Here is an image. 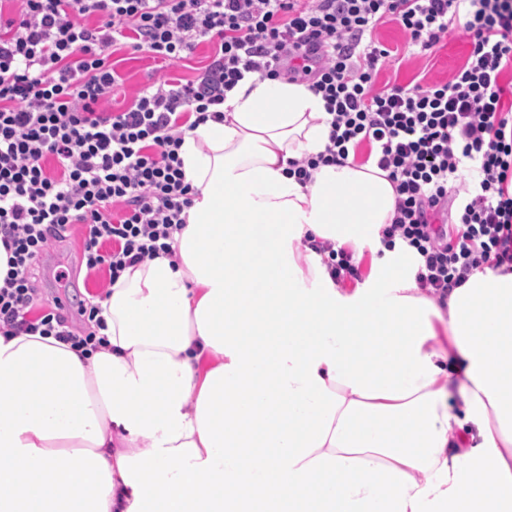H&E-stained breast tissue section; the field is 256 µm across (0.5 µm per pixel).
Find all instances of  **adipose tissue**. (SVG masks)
Returning <instances> with one entry per match:
<instances>
[{"label": "adipose tissue", "mask_w": 512, "mask_h": 512, "mask_svg": "<svg viewBox=\"0 0 512 512\" xmlns=\"http://www.w3.org/2000/svg\"><path fill=\"white\" fill-rule=\"evenodd\" d=\"M220 110L183 135L173 257L97 303L107 349L0 335V512L512 507V271L434 294L381 242L375 162L289 176L328 141L309 83L248 73ZM318 239L376 253L368 278ZM313 247L320 253L328 252L329 257L332 261L329 265L330 273L334 280L336 279V281L343 280L344 278L355 279L356 277H358V273V279L362 281L367 277V275L370 272L371 253L369 251L365 252L362 259L359 261L361 263L359 265L358 270V266L352 262V255L343 248L336 250L334 248L335 244L333 242L325 240L313 244Z\"/></svg>", "instance_id": "adipose-tissue-1"}]
</instances>
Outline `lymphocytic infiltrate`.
<instances>
[{
    "label": "lymphocytic infiltrate",
    "mask_w": 512,
    "mask_h": 512,
    "mask_svg": "<svg viewBox=\"0 0 512 512\" xmlns=\"http://www.w3.org/2000/svg\"><path fill=\"white\" fill-rule=\"evenodd\" d=\"M388 18L425 51L459 25L470 54L448 81L376 89L391 52L372 34ZM202 43L213 56L196 80L162 78L125 111L106 110L119 79L107 50L174 66ZM509 71L512 0H0V244L10 254L0 334L107 348L59 302L32 316L35 264L76 225L90 274L104 268L114 281L173 256L194 194L179 158L183 118L222 120L218 104L247 73L308 77L326 103L324 151L289 163L300 184L369 145L397 193L382 242L416 249L420 287L442 294L483 266L511 270ZM467 165L475 176L463 182Z\"/></svg>",
    "instance_id": "1"
}]
</instances>
